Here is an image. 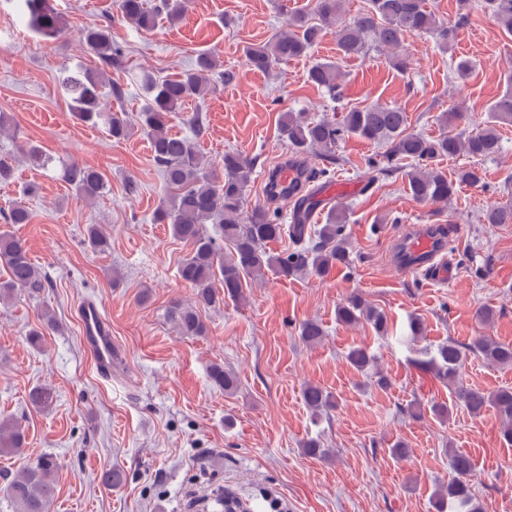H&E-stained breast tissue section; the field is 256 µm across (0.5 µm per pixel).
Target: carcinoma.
<instances>
[{"mask_svg": "<svg viewBox=\"0 0 512 512\" xmlns=\"http://www.w3.org/2000/svg\"><path fill=\"white\" fill-rule=\"evenodd\" d=\"M17 8L26 19L28 28L42 39L57 40L68 30L67 20L55 8L53 0H17ZM502 30L512 35V0H485ZM119 18L143 32L154 30L159 18L169 23L179 21L184 13V0H119ZM343 0H314L308 13L291 12L285 28L270 39L245 49L246 65L264 74L288 60L308 54L326 32L333 28L337 49L342 57L366 54L374 47L387 53L389 64L407 68L399 49L406 36L427 33L438 45L448 48L456 38V28L448 27L427 9L424 0H368L367 6L343 19ZM112 18L94 22L79 32V39L99 60L102 67L122 64V51L112 41ZM217 61L214 55H199L195 64L174 77L163 79L144 74L140 85L144 104L136 124L147 139L154 162L161 171L165 197L153 214L156 224H167L172 236L188 245L190 253L183 260L179 274L195 290L192 305L174 302L167 310L168 320L183 336H204L207 325L200 309L212 308L230 299L245 300V289L266 274L287 280L313 273L326 276L333 269L349 262L350 241L345 234L346 213L339 205L328 208L327 222L318 225L310 235L309 244L290 253L275 254L269 245L289 236L302 240L308 231L303 221L310 183L326 173V169L307 168L299 191L277 185L275 172L268 174L269 194L264 204L246 208V187L255 165V158L241 152H226L220 161L221 174L205 162L196 147L185 137L171 132V114L188 101H201L212 89L211 78ZM104 72L76 68L66 71L61 85L71 101V111L83 123L107 126L113 140L127 138L131 124L124 115L107 109L102 103ZM341 69L334 61L316 62L308 73V81L336 97ZM484 126L475 133L448 130L443 122L441 132L432 138L408 131L407 113L399 107L375 103L350 109L341 121L323 117L311 118L298 111L283 112L279 118L280 134L288 141L290 160L314 152L336 162V145L346 137L381 144L386 147L384 160L372 164L371 180L389 178L401 172L398 164L415 161L417 166L405 173L411 197L423 206H445L455 193V183L477 187L482 172L476 166H465L456 181L433 161L440 157L464 154L477 160L496 156L501 149L498 128L512 123V92L507 90L487 108ZM63 177L74 194L85 202L94 203L107 189L105 175L83 165L63 167ZM283 207L295 210L294 224H277L273 215ZM485 224H512V205L493 204L481 215ZM31 219L28 208L17 202L7 215L10 224H27ZM216 224L220 238L206 232L205 224ZM89 246L97 252L110 248V239L95 225L86 230ZM0 265L7 279L0 281V299L9 298L18 290L38 294L44 289L41 274L29 256L25 242L9 231H0ZM336 319L345 325L361 321L369 324L380 336L389 333L387 316L369 304L361 295L353 294L336 308ZM325 331L320 322L307 320L300 326V338L308 346L321 343ZM484 362L512 368V344L498 342L488 336H478L471 344L462 345L448 339L433 348L417 350L415 365L453 390V406L461 407L474 416L492 408L502 420L503 441L512 446V387L501 386L487 393L464 384L461 368L467 354ZM346 360L363 377L382 389L391 386L390 378L378 369L375 356L363 346H352ZM213 384L226 394L238 390L237 376L215 364L210 371ZM302 397L314 415L336 408L331 392L314 383L302 388ZM55 392L47 386L30 389L27 402L36 410L49 408ZM451 406V407H453ZM451 407L446 404L431 407L439 421L448 420ZM25 444V432L17 423H0V453L17 454ZM454 477L437 485L432 494L435 512H482V504L474 490L475 463L466 453L448 450ZM60 463L56 456L44 453L27 462L20 471L5 478L0 492L12 512H50L57 493ZM101 482L111 488L128 483L129 475L121 467L102 471Z\"/></svg>", "mask_w": 512, "mask_h": 512, "instance_id": "obj_1", "label": "carcinoma"}]
</instances>
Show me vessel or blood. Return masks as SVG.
I'll return each instance as SVG.
<instances>
[{
  "mask_svg": "<svg viewBox=\"0 0 512 512\" xmlns=\"http://www.w3.org/2000/svg\"><path fill=\"white\" fill-rule=\"evenodd\" d=\"M448 243L435 231L434 225L415 224L398 240L397 261L404 272L422 273L438 282L450 279L452 264L446 259ZM81 340L92 354L97 373L111 377L112 363L117 357L112 340V325L96 303L88 302L79 310Z\"/></svg>",
  "mask_w": 512,
  "mask_h": 512,
  "instance_id": "obj_1",
  "label": "vessel or blood"
}]
</instances>
